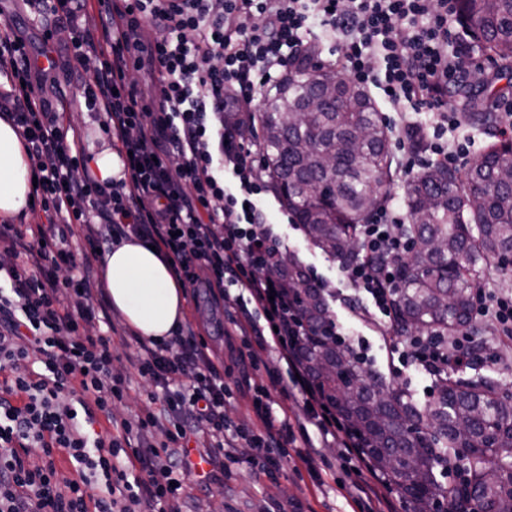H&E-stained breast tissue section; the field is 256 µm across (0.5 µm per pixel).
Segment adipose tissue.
I'll return each mask as SVG.
<instances>
[{
  "label": "adipose tissue",
  "mask_w": 512,
  "mask_h": 512,
  "mask_svg": "<svg viewBox=\"0 0 512 512\" xmlns=\"http://www.w3.org/2000/svg\"><path fill=\"white\" fill-rule=\"evenodd\" d=\"M32 172L14 126L0 117V219L28 218ZM113 311L142 339L162 343L177 334L186 311V292L160 252L135 235L111 245L101 264Z\"/></svg>",
  "instance_id": "ef3b65f1"
}]
</instances>
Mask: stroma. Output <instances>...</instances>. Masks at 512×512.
<instances>
[{
  "instance_id": "35a3bbf8",
  "label": "stroma",
  "mask_w": 512,
  "mask_h": 512,
  "mask_svg": "<svg viewBox=\"0 0 512 512\" xmlns=\"http://www.w3.org/2000/svg\"><path fill=\"white\" fill-rule=\"evenodd\" d=\"M77 75L75 68H68L57 91L66 97L71 123L83 142L97 143L101 141L102 133L98 121L79 106ZM265 202L276 232L286 237L289 253L298 259L302 268L329 282L333 288H345L337 259L309 241L276 195L267 194ZM233 302L229 295L200 292L187 300L185 324L192 328L196 340L206 344L208 356L224 377L227 422L248 428L254 413L243 392L247 384L266 383L267 375L263 367L237 360L241 340L224 333V309ZM95 327L103 333L111 332L113 368L132 379L128 396L125 402L115 405V413L131 419L144 408L158 409V402L152 399V388L138 379L137 371L130 363L138 346L122 319L115 315L110 322H96ZM480 341L483 345L480 361L449 368V375L455 379L488 376L495 379L502 390L512 393V342H505L491 328L484 330ZM288 453L289 458L283 461L281 468L268 475L260 469L259 450L249 445L237 448L231 460L225 459L222 449H207L210 458L207 479L192 483L187 489L190 512H276L277 503L287 500L301 503L304 512H362L351 493L353 484L362 480L354 469L355 459L345 455L335 444H328L322 450L325 472L318 479L299 462L296 448H289Z\"/></svg>"
}]
</instances>
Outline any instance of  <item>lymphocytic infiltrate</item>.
Instances as JSON below:
<instances>
[{"label":"lymphocytic infiltrate","mask_w":512,"mask_h":512,"mask_svg":"<svg viewBox=\"0 0 512 512\" xmlns=\"http://www.w3.org/2000/svg\"><path fill=\"white\" fill-rule=\"evenodd\" d=\"M44 41L68 34L76 62L95 60L81 84L87 112L103 116L116 139L121 179L99 183L68 140L47 95L49 72L26 38L0 25V117L17 129L37 179L32 207L41 224L0 225V512H181L193 481L191 440L228 431L224 455L239 442L263 449L261 469L280 467L294 427L265 400L252 397L256 426L226 430L224 379L204 345L176 335L141 342L140 380L162 388L160 407L137 421L100 426L128 395L126 376L112 371V339L95 334L93 262L125 233L164 252L184 287L237 290L229 320L252 365H269L271 382L287 376L301 393L305 420L321 437L337 434L334 411L302 367L292 343L303 326L285 279L273 267L281 244L262 197L269 179L255 164V137L227 122L253 112L265 89L297 56L317 45L313 24L342 42L336 65L345 78L377 90L398 114L395 126L405 172L430 159L454 165L469 141L444 135L459 126L461 90L476 52L457 0H23ZM148 53L157 71L150 97L131 80ZM435 113L432 124L409 110ZM403 218L381 206L359 225V259L344 263L355 289L345 300L352 318L380 337L394 325V289L408 252ZM89 227L74 246L75 226ZM476 322L512 335V291L479 288ZM465 332L447 345L414 337L389 342L394 371L414 368L435 378L476 354ZM38 370H30L27 359ZM164 430V453L152 443ZM136 439H129V432ZM73 478L58 482L61 459Z\"/></svg>","instance_id":"f902f5d3"}]
</instances>
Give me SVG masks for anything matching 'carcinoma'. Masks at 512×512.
Wrapping results in <instances>:
<instances>
[{
  "mask_svg": "<svg viewBox=\"0 0 512 512\" xmlns=\"http://www.w3.org/2000/svg\"><path fill=\"white\" fill-rule=\"evenodd\" d=\"M468 29L512 79V0H458ZM265 169L274 190L322 250L348 262L359 255L355 228L387 196L389 136L368 91L306 56L266 99L260 115ZM512 168L508 142L489 145L465 172L429 165L406 183L417 247L401 264L395 288L399 337H448L471 324L488 265L512 264ZM297 299L304 335L300 363L324 400L361 440L366 465L398 491L409 512H457L460 499L476 512H512V395L491 378L459 381L443 374L437 402L419 408L404 394L369 384L365 359L330 331L324 299L303 278L293 257L279 261ZM468 460L460 488L437 480L448 458Z\"/></svg>",
  "mask_w": 512,
  "mask_h": 512,
  "instance_id": "1",
  "label": "carcinoma"
}]
</instances>
